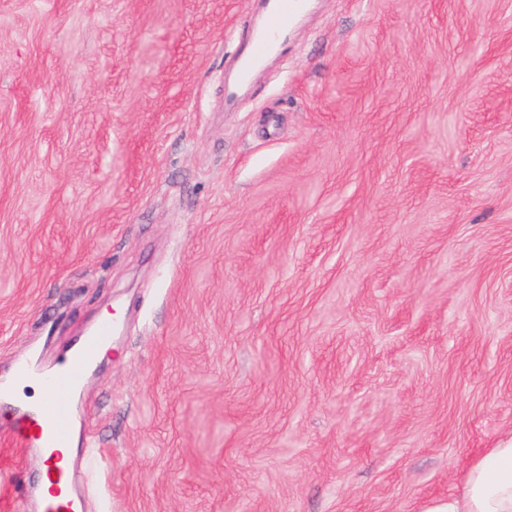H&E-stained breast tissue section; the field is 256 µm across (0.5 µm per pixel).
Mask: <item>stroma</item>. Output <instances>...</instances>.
Segmentation results:
<instances>
[{"label": "stroma", "mask_w": 512, "mask_h": 512, "mask_svg": "<svg viewBox=\"0 0 512 512\" xmlns=\"http://www.w3.org/2000/svg\"><path fill=\"white\" fill-rule=\"evenodd\" d=\"M311 2L231 100L264 0H0V371L121 321L87 512H426L512 436V0Z\"/></svg>", "instance_id": "stroma-1"}]
</instances>
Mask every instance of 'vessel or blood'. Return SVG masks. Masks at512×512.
<instances>
[{
  "mask_svg": "<svg viewBox=\"0 0 512 512\" xmlns=\"http://www.w3.org/2000/svg\"><path fill=\"white\" fill-rule=\"evenodd\" d=\"M307 5V0H267L265 23L240 61L242 73L261 62L277 45ZM115 326L104 320L66 357L45 372L38 358L15 362L6 378H0V406L11 410L15 422L8 432L12 443L39 458L41 466L28 483L25 512H84V490L75 472L59 466L56 453L68 447L75 434V395L101 349L111 342ZM41 382L45 396L29 405L15 399L13 387Z\"/></svg>",
  "mask_w": 512,
  "mask_h": 512,
  "instance_id": "b4317fda",
  "label": "vessel or blood"
}]
</instances>
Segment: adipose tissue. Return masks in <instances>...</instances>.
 Instances as JSON below:
<instances>
[{
	"instance_id": "adipose-tissue-1",
	"label": "adipose tissue",
	"mask_w": 512,
	"mask_h": 512,
	"mask_svg": "<svg viewBox=\"0 0 512 512\" xmlns=\"http://www.w3.org/2000/svg\"><path fill=\"white\" fill-rule=\"evenodd\" d=\"M426 512H512V438L472 462L457 492Z\"/></svg>"
}]
</instances>
